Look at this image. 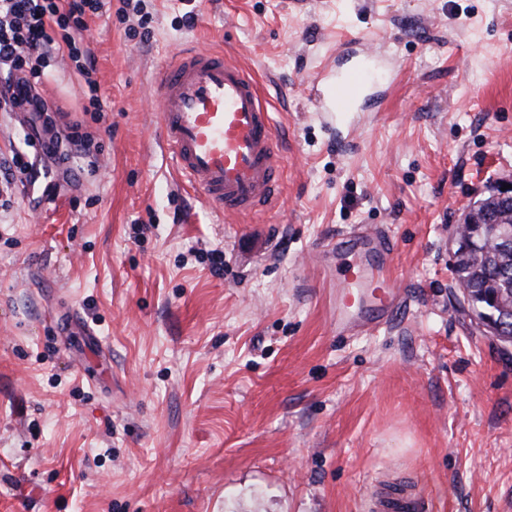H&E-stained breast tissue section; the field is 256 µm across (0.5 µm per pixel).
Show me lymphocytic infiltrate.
Wrapping results in <instances>:
<instances>
[{"label":"lymphocytic infiltrate","instance_id":"1","mask_svg":"<svg viewBox=\"0 0 512 512\" xmlns=\"http://www.w3.org/2000/svg\"><path fill=\"white\" fill-rule=\"evenodd\" d=\"M104 7V0H0V106L52 126L51 107L37 85L51 53L64 50L85 81L90 112H102L86 18Z\"/></svg>","mask_w":512,"mask_h":512}]
</instances>
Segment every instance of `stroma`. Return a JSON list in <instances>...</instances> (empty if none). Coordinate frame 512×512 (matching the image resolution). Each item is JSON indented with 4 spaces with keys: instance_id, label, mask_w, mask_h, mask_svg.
I'll list each match as a JSON object with an SVG mask.
<instances>
[{
    "instance_id": "obj_1",
    "label": "stroma",
    "mask_w": 512,
    "mask_h": 512,
    "mask_svg": "<svg viewBox=\"0 0 512 512\" xmlns=\"http://www.w3.org/2000/svg\"><path fill=\"white\" fill-rule=\"evenodd\" d=\"M88 27L103 113L67 56L40 92L96 148L0 211V512H366L395 485L512 512V347L452 272L454 226L512 176V0H111ZM180 47L258 78L271 211L218 212L159 139ZM370 47L391 87L324 121L315 86ZM360 228L392 237L403 303L340 336L335 244Z\"/></svg>"
}]
</instances>
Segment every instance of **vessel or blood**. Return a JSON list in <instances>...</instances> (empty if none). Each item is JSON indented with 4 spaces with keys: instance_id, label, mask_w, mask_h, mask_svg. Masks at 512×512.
<instances>
[{
    "instance_id": "b4317fda",
    "label": "vessel or blood",
    "mask_w": 512,
    "mask_h": 512,
    "mask_svg": "<svg viewBox=\"0 0 512 512\" xmlns=\"http://www.w3.org/2000/svg\"><path fill=\"white\" fill-rule=\"evenodd\" d=\"M379 50L366 51L368 61ZM355 67L321 91L320 109L361 110L372 90L390 86L392 71ZM160 139L205 201L234 215L271 209L283 171L276 128L256 78L219 52L183 50L165 63L154 90ZM394 246L381 231H355L336 241L345 266L336 283L337 334L369 330L391 316L400 299L389 275ZM411 491H387L370 512H420Z\"/></svg>"
}]
</instances>
